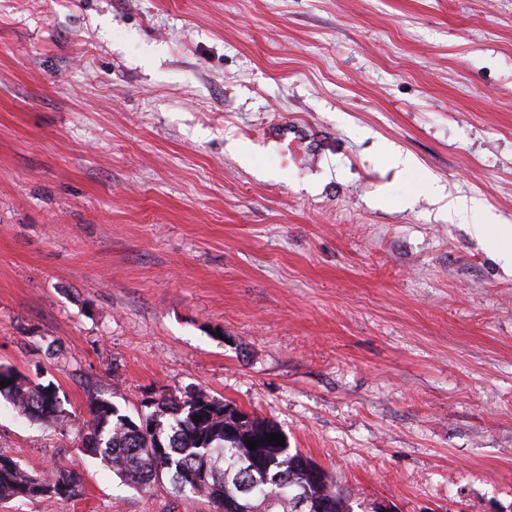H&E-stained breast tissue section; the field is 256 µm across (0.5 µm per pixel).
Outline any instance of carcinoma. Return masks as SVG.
Here are the masks:
<instances>
[{
    "mask_svg": "<svg viewBox=\"0 0 512 512\" xmlns=\"http://www.w3.org/2000/svg\"><path fill=\"white\" fill-rule=\"evenodd\" d=\"M0 399L31 421L55 424L65 409L53 383L24 376L0 364ZM136 415L124 414L101 396L88 403L90 419L79 435L82 451L100 459L124 484L149 490L165 477L179 496L206 497L215 512L225 500L250 489L242 512H350L347 499L326 471L288 446L266 441L280 430L237 405L187 389L159 391ZM149 423L150 431L142 426ZM260 442L255 449L247 441ZM84 489L82 475L57 467L51 473L25 471L0 454V500L72 499Z\"/></svg>",
    "mask_w": 512,
    "mask_h": 512,
    "instance_id": "1",
    "label": "carcinoma"
}]
</instances>
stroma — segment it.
I'll return each instance as SVG.
<instances>
[{"instance_id":"obj_1","label":"stroma","mask_w":512,"mask_h":512,"mask_svg":"<svg viewBox=\"0 0 512 512\" xmlns=\"http://www.w3.org/2000/svg\"><path fill=\"white\" fill-rule=\"evenodd\" d=\"M476 208L449 220L457 200ZM512 0H0V512H214L79 447L98 392L275 424L352 512H512ZM472 232L485 248L512 268V225L473 224ZM9 379L12 384L1 387V381ZM0 399L31 421L55 424L65 418V409L53 383L44 384L3 364H0ZM84 489L82 475L64 467L51 474L25 471L14 458L0 454V500L72 499Z\"/></svg>"}]
</instances>
